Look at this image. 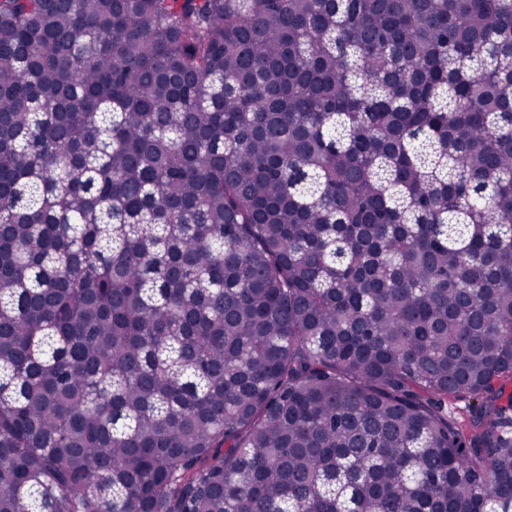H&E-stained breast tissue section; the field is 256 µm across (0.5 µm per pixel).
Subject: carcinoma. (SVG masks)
Instances as JSON below:
<instances>
[{
	"label": "carcinoma",
	"mask_w": 512,
	"mask_h": 512,
	"mask_svg": "<svg viewBox=\"0 0 512 512\" xmlns=\"http://www.w3.org/2000/svg\"><path fill=\"white\" fill-rule=\"evenodd\" d=\"M508 382L512 0H0V512H512Z\"/></svg>",
	"instance_id": "carcinoma-1"
}]
</instances>
